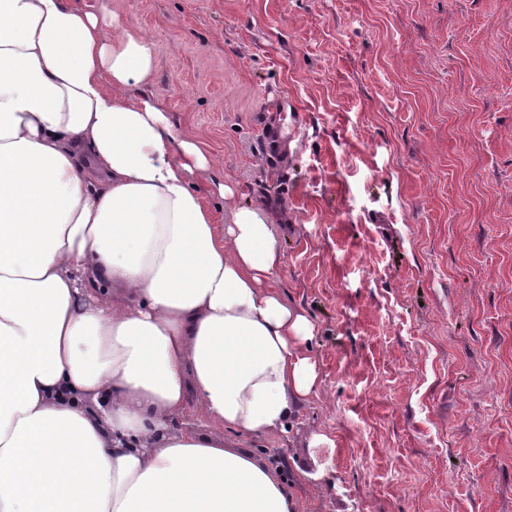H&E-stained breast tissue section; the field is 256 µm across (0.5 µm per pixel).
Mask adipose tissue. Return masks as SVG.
I'll return each instance as SVG.
<instances>
[{"instance_id": "ef3b65f1", "label": "adipose tissue", "mask_w": 512, "mask_h": 512, "mask_svg": "<svg viewBox=\"0 0 512 512\" xmlns=\"http://www.w3.org/2000/svg\"><path fill=\"white\" fill-rule=\"evenodd\" d=\"M154 70L108 0H0V512H298L236 439L316 393L314 327L266 210L216 224Z\"/></svg>"}]
</instances>
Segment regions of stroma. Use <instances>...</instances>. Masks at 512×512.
Here are the masks:
<instances>
[{"instance_id": "obj_1", "label": "stroma", "mask_w": 512, "mask_h": 512, "mask_svg": "<svg viewBox=\"0 0 512 512\" xmlns=\"http://www.w3.org/2000/svg\"><path fill=\"white\" fill-rule=\"evenodd\" d=\"M110 8L217 223L268 210L314 325L318 396L244 448L301 512H512V0Z\"/></svg>"}]
</instances>
